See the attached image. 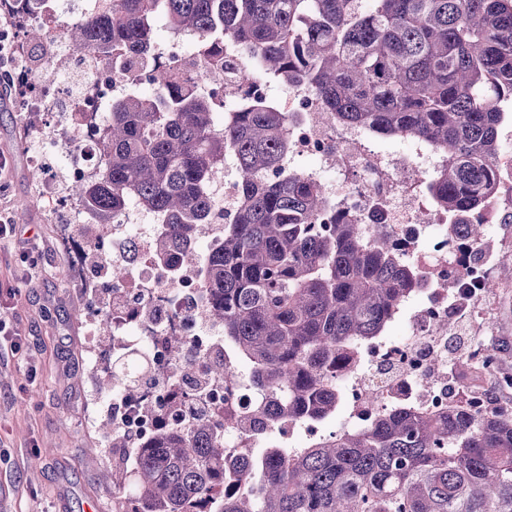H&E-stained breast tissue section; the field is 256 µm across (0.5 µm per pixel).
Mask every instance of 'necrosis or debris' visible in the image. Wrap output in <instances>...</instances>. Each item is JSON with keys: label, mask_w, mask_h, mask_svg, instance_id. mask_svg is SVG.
<instances>
[{"label": "necrosis or debris", "mask_w": 512, "mask_h": 512, "mask_svg": "<svg viewBox=\"0 0 512 512\" xmlns=\"http://www.w3.org/2000/svg\"><path fill=\"white\" fill-rule=\"evenodd\" d=\"M103 0H39L31 19L51 29L49 52L40 61L51 67L69 59L73 68H97L96 60L66 40L62 20L97 14ZM29 61L15 73L26 85L22 97L27 112L51 115L49 127L29 144L34 166L63 159L64 172H44L38 197L47 211L69 210L63 182L77 183L105 162L94 151L115 96L131 88H148L131 58L112 60L102 78L86 81L72 94L61 80H34ZM288 119V166L324 187L337 211L355 224H387L403 241L402 258L417 266L422 288L407 296L398 317L401 336L382 335L360 343L356 369L336 374L344 400L334 431H362L388 409L406 405L429 412L448 405V330L468 319L475 335L486 334L487 292L492 267L480 261L458 263L462 232L447 213L433 207L423 183L437 171L440 156L427 144L406 142L402 150L379 153L366 131L339 123L320 109L318 100L297 90L280 99ZM166 230L157 216L128 206L106 225L96 242L98 262L82 265L81 286L112 291L109 312L90 307L84 323L88 339L87 366L111 371L119 355L144 354L148 371L127 379L111 391H90L87 423L108 421L126 441L112 451L114 487H122L133 466V449L147 445L159 432H179L194 425L188 407L204 409L211 421L223 424L228 459L254 454L259 448L306 447L318 426L277 422L261 432L242 429L238 420L269 404V393L253 382V367L231 343L224 329L207 312L205 289L196 264L170 268L155 253V242ZM112 323L114 349L102 347L97 328L102 318ZM187 340L183 360L172 357L170 337ZM227 374L213 376L214 363Z\"/></svg>", "instance_id": "1"}]
</instances>
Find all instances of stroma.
<instances>
[{
	"label": "stroma",
	"mask_w": 512,
	"mask_h": 512,
	"mask_svg": "<svg viewBox=\"0 0 512 512\" xmlns=\"http://www.w3.org/2000/svg\"><path fill=\"white\" fill-rule=\"evenodd\" d=\"M26 122L19 106L0 103V151L12 158L5 198L16 224L13 241L0 242V290L20 289L21 326L40 352L33 378L24 364L0 359V512H86L91 500L112 512L108 440L86 424L85 396L94 385L85 364L89 294L74 287L77 273L58 274L62 219L34 199ZM28 245L42 269L29 283L20 278ZM489 310L493 333L485 342L512 373V287L497 289Z\"/></svg>",
	"instance_id": "obj_1"
}]
</instances>
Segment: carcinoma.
I'll return each instance as SVG.
<instances>
[{
	"mask_svg": "<svg viewBox=\"0 0 512 512\" xmlns=\"http://www.w3.org/2000/svg\"><path fill=\"white\" fill-rule=\"evenodd\" d=\"M32 2L0 0V18L24 32L23 54L49 38L29 22ZM159 18L197 35L209 82L224 78V50L236 47L263 60L240 80L311 93L375 138L432 145L443 163L424 190L467 246L482 247L512 105V0H106L66 28L95 57L137 54L152 85L112 101L97 140L106 170L70 188L94 216L81 225L85 249L131 200L161 213L170 231L157 256L202 261L210 316L272 396L249 423H320L341 402L336 367L355 365L353 341L378 335L422 277L388 225L348 223L317 183L283 170L278 102L257 95L217 126L215 94L191 84L177 57L152 54ZM228 154L238 206L219 248L200 258L188 239L215 215L207 187ZM224 454L207 419L158 434L137 452L127 512H512V409L403 407L291 452L227 465Z\"/></svg>",
	"mask_w": 512,
	"mask_h": 512,
	"instance_id": "cac0c4a2",
	"label": "carcinoma"
}]
</instances>
